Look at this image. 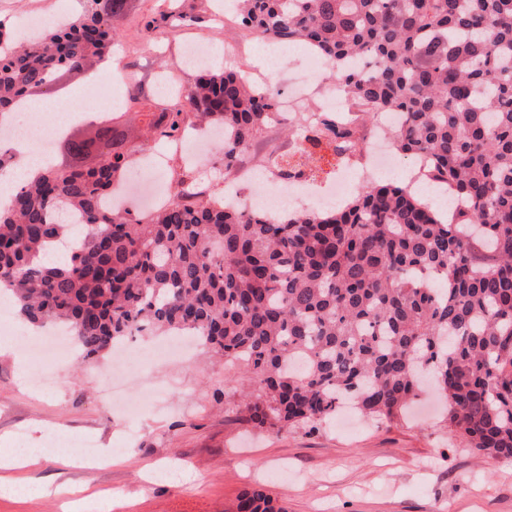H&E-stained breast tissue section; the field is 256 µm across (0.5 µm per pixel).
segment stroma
<instances>
[{
  "label": "stroma",
  "mask_w": 512,
  "mask_h": 512,
  "mask_svg": "<svg viewBox=\"0 0 512 512\" xmlns=\"http://www.w3.org/2000/svg\"><path fill=\"white\" fill-rule=\"evenodd\" d=\"M223 9L224 0H130L113 65L93 73L59 72L53 86L32 95L68 103L80 99L91 80L105 78L111 66L134 68L137 102L127 105L125 89L113 86L110 98L92 107L93 117H108L126 148L164 155L158 179L166 192H174L176 174L188 164L202 187L223 193L232 173L219 150L191 163L166 152L149 133L159 113L174 109L153 90L154 76L160 67L179 66L183 43L197 39L223 47L221 63L255 70L257 48L244 31L224 27ZM81 10L80 0H0V16L13 20L26 11L52 17ZM149 21L157 40L146 36ZM297 139L287 123L272 124L236 164L264 176L272 158L303 165L316 197L348 173L355 176L353 190L362 188L364 159L343 161L324 142L305 162L295 150ZM50 371L54 387L39 390L40 374L30 358L0 354V442L25 448L54 443L28 477L101 493L111 499L112 512H232L242 490L255 483L287 512H512V461L482 462L443 422L434 398L400 419L355 413L344 424L277 432L247 422L236 383L240 368L201 351L187 359L161 358L132 373L128 394L139 402L133 415L97 382L100 364L80 363L71 352L55 356ZM164 377L178 386L159 409L148 390ZM86 434L93 435L95 447L123 455V462L92 469L62 465L57 448H78Z\"/></svg>",
  "instance_id": "35a3bbf8"
}]
</instances>
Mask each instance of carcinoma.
<instances>
[{"label":"carcinoma","mask_w":512,"mask_h":512,"mask_svg":"<svg viewBox=\"0 0 512 512\" xmlns=\"http://www.w3.org/2000/svg\"><path fill=\"white\" fill-rule=\"evenodd\" d=\"M85 2L33 47L4 39L0 19V118L59 71L105 55L129 0ZM234 2L246 30L319 55L351 108L343 122L329 112L293 122L354 155L367 120L398 113L392 143L427 157L428 186L454 202L448 218L393 180L280 219L190 183L148 215L107 211L131 152L100 122L62 143L104 161L50 166L0 205V292L26 322L66 328L85 359L135 334L191 333L240 364L259 428H315L346 402L394 419L433 385L466 447L512 459V0ZM279 95L208 68L186 105L224 129L228 169L279 120ZM185 120L164 112L153 128L167 139ZM233 512L285 509L249 488Z\"/></svg>","instance_id":"cac0c4a2"}]
</instances>
